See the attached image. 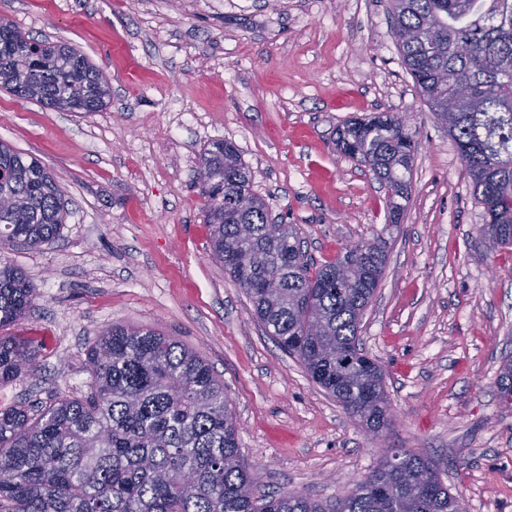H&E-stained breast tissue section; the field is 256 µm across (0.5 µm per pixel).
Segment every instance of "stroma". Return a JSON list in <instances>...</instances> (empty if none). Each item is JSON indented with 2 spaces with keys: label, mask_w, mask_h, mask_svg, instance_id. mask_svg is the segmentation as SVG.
I'll use <instances>...</instances> for the list:
<instances>
[{
  "label": "stroma",
  "mask_w": 512,
  "mask_h": 512,
  "mask_svg": "<svg viewBox=\"0 0 512 512\" xmlns=\"http://www.w3.org/2000/svg\"><path fill=\"white\" fill-rule=\"evenodd\" d=\"M0 17L77 47L111 90L84 116L0 89V141L52 171L67 208L48 245L0 248L39 290L7 330L38 357L0 386L1 409L82 395L96 337L145 327L223 380L265 491L332 500L376 466L359 421L266 334L211 254L197 170L229 141L314 264L385 238L360 338L385 369L387 441L431 458L466 512H512V406L495 388L512 356V249L481 253L483 210L402 63L389 0H0ZM375 112L406 114L415 141L397 224L386 189L335 145Z\"/></svg>",
  "instance_id": "1"
}]
</instances>
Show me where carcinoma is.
Returning <instances> with one entry per match:
<instances>
[{
    "mask_svg": "<svg viewBox=\"0 0 512 512\" xmlns=\"http://www.w3.org/2000/svg\"><path fill=\"white\" fill-rule=\"evenodd\" d=\"M392 32L420 96L448 129L487 250L512 248V0H392ZM0 88L91 115L107 106L101 70L76 48L24 35L0 18ZM338 149L388 191L393 223L411 193L415 142L406 115L350 121ZM198 178L213 256L247 291L256 320L309 377L360 423L390 425L384 370L336 356L361 344L360 325L384 268L386 242L361 244L320 266L289 224H273L233 144L201 156ZM66 209L56 177L0 142V246L55 240ZM35 284L0 254V330L35 305ZM35 351L0 336V385L28 371ZM89 392L36 408L0 410V512H453L435 463L387 459L344 497L270 495L242 459L224 382L174 336L114 325L87 350ZM495 386L512 390V358Z\"/></svg>",
    "mask_w": 512,
    "mask_h": 512,
    "instance_id": "obj_1",
    "label": "carcinoma"
}]
</instances>
